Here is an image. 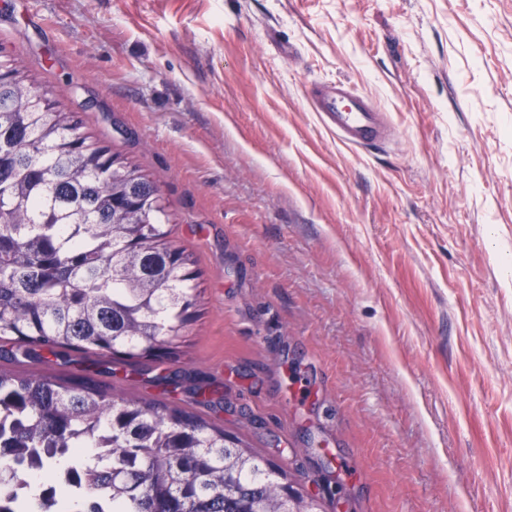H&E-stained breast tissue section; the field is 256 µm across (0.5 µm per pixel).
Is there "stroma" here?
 <instances>
[{"label":"stroma","instance_id":"35a3bbf8","mask_svg":"<svg viewBox=\"0 0 512 512\" xmlns=\"http://www.w3.org/2000/svg\"><path fill=\"white\" fill-rule=\"evenodd\" d=\"M9 60L158 186L199 296L171 357L0 371L194 412L326 512H512V0H0ZM340 79L388 144L312 110ZM308 96L325 125L349 146L375 148L389 135L391 126L386 113L345 81L315 84Z\"/></svg>","mask_w":512,"mask_h":512}]
</instances>
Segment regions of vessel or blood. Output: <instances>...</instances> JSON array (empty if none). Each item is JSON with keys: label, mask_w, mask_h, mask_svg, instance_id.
Masks as SVG:
<instances>
[{"label": "vessel or blood", "mask_w": 512, "mask_h": 512, "mask_svg": "<svg viewBox=\"0 0 512 512\" xmlns=\"http://www.w3.org/2000/svg\"><path fill=\"white\" fill-rule=\"evenodd\" d=\"M308 96L325 125L349 146L375 148L389 135L386 113L347 82L313 85Z\"/></svg>", "instance_id": "b4317fda"}]
</instances>
